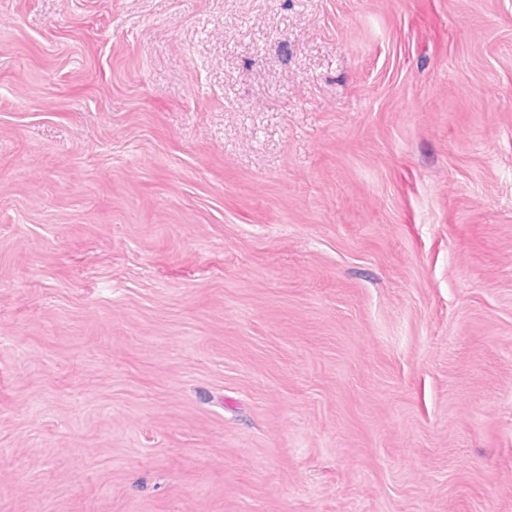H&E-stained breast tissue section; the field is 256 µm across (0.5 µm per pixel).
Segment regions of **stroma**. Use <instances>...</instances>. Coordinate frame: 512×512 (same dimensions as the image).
Segmentation results:
<instances>
[{"label":"stroma","mask_w":512,"mask_h":512,"mask_svg":"<svg viewBox=\"0 0 512 512\" xmlns=\"http://www.w3.org/2000/svg\"><path fill=\"white\" fill-rule=\"evenodd\" d=\"M0 512H512V0H0Z\"/></svg>","instance_id":"stroma-1"}]
</instances>
